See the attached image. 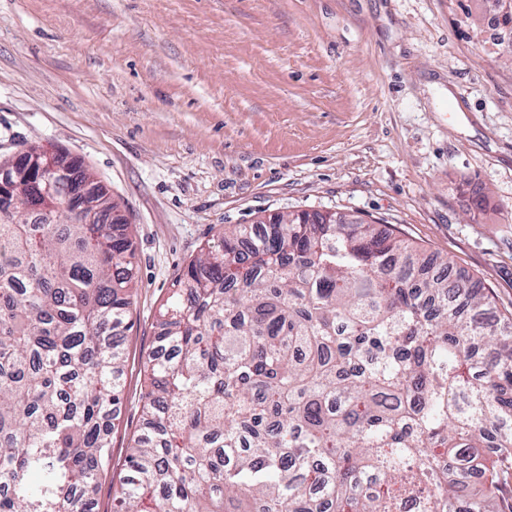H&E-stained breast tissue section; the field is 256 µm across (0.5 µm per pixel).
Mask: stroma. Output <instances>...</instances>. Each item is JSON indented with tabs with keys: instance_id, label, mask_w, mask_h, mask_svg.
I'll list each match as a JSON object with an SVG mask.
<instances>
[{
	"instance_id": "35a3bbf8",
	"label": "stroma",
	"mask_w": 512,
	"mask_h": 512,
	"mask_svg": "<svg viewBox=\"0 0 512 512\" xmlns=\"http://www.w3.org/2000/svg\"><path fill=\"white\" fill-rule=\"evenodd\" d=\"M473 6L0 0V159L67 152L131 226L122 403L95 512H113L143 428L160 307L224 225L349 215L448 257L512 314V54Z\"/></svg>"
}]
</instances>
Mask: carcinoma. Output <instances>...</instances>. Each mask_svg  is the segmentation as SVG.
Returning <instances> with one entry per match:
<instances>
[{"label":"carcinoma","instance_id":"carcinoma-1","mask_svg":"<svg viewBox=\"0 0 512 512\" xmlns=\"http://www.w3.org/2000/svg\"><path fill=\"white\" fill-rule=\"evenodd\" d=\"M107 218L0 207V512H94L135 258ZM261 228L177 281L117 512H506L512 317L360 220Z\"/></svg>","mask_w":512,"mask_h":512}]
</instances>
